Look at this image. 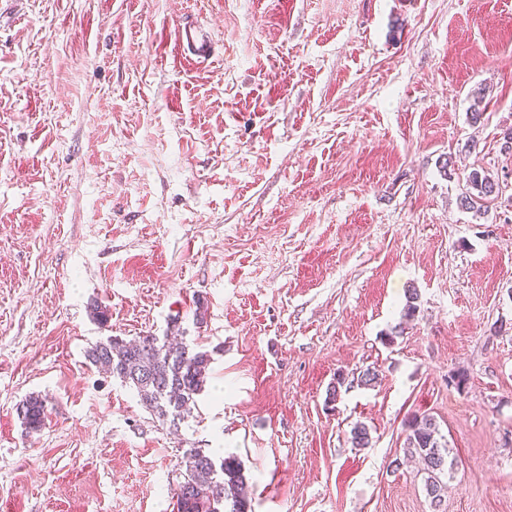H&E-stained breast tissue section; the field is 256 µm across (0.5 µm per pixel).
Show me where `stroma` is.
I'll use <instances>...</instances> for the list:
<instances>
[{"mask_svg":"<svg viewBox=\"0 0 512 512\" xmlns=\"http://www.w3.org/2000/svg\"><path fill=\"white\" fill-rule=\"evenodd\" d=\"M510 132L512 0H0V512H172L187 448L252 512H433L415 414L444 512H512ZM175 317L213 353L176 428L84 356ZM177 41L182 48V55L191 61H205L214 54V46L208 33L200 28L180 26ZM499 193L500 184L498 181L475 170L470 173L466 189L461 193L459 202L465 209L481 211V208L488 201L498 198ZM24 429L29 433L41 431L48 419L47 400L41 395L25 397L16 408ZM404 453L417 458L422 465L425 492L435 512H439L444 502L448 475L450 448L439 433V429L429 415H413L404 422Z\"/></svg>","mask_w":512,"mask_h":512,"instance_id":"35a3bbf8","label":"stroma"}]
</instances>
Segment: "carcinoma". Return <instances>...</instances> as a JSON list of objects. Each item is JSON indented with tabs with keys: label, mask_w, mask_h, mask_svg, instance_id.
Masks as SVG:
<instances>
[{
	"label": "carcinoma",
	"mask_w": 512,
	"mask_h": 512,
	"mask_svg": "<svg viewBox=\"0 0 512 512\" xmlns=\"http://www.w3.org/2000/svg\"><path fill=\"white\" fill-rule=\"evenodd\" d=\"M499 193V182L474 170L459 202L466 209L479 211ZM86 359L133 389L146 408L173 426L190 414V403L204 391L212 363L209 351L183 336L169 340L152 335L133 340L107 336L86 350ZM16 411L29 433L40 431L48 419L47 400L40 395L26 397ZM404 432V453L421 463L425 492L434 512H439L447 488L444 478L450 448L429 415L408 418ZM350 435L355 448L370 444L369 431L362 423L355 424ZM177 467L174 512H251L245 494L248 478L235 457L217 458L202 448H188Z\"/></svg>",
	"instance_id": "obj_1"
}]
</instances>
